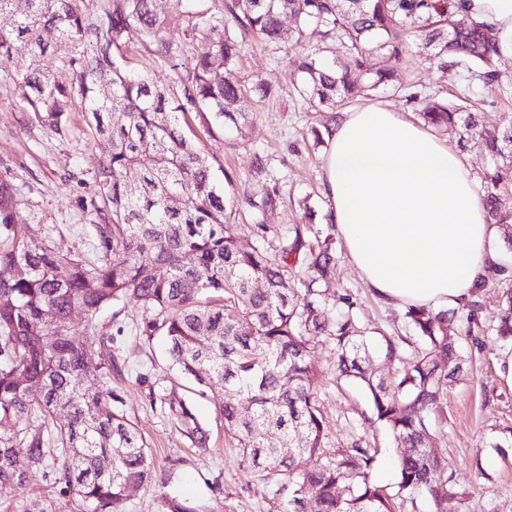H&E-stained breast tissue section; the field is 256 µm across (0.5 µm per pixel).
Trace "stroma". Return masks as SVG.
I'll list each match as a JSON object with an SVG mask.
<instances>
[{
    "mask_svg": "<svg viewBox=\"0 0 512 512\" xmlns=\"http://www.w3.org/2000/svg\"><path fill=\"white\" fill-rule=\"evenodd\" d=\"M232 0H189V15L169 14L168 26L176 42L172 57H157L141 45L138 30H129L116 56L127 68L147 74L158 85H179L186 78L193 56L204 45L202 36H187L189 16L198 13L213 24L238 32L230 6ZM294 39L265 47L254 39L243 43L238 76L244 83L266 78L274 87L267 100L241 98L234 106L245 115L246 126L236 131L210 126L209 117L190 112L181 119L185 134L208 158L214 169L255 192H276V209L262 210L242 205L232 222L242 245L254 244L264 235L271 248L285 238L302 232L329 239L336 259L326 304L329 320H336L342 297L352 302L351 313L374 344L385 338L409 335L403 308L382 302L366 287L351 264L335 225L326 223L328 201L323 185L325 145L315 144V133L325 132L335 122L334 112L310 111L297 88L301 77L293 59ZM428 50L418 37L406 42L403 75L415 91H442L454 97L462 83L455 72L431 68ZM31 62L25 43H17L11 56L0 58V181L10 184L15 223L28 225L36 238L47 237L64 254L91 258L99 243L97 228L107 221V209L97 193L96 173L106 142L88 125L81 104H74L69 128L64 135L50 133L33 123L20 97L14 78ZM262 157L263 172L253 167ZM496 269L487 275L488 284L478 294L475 321L482 331L468 334V324L458 314H449L448 333L454 336L463 357L473 368L448 386L446 399L436 414L440 426L437 447L448 459L462 499L449 503L448 512H512V383L502 378L500 361L512 353V345L495 336L491 326L504 294L512 292V249L501 247ZM117 313L109 334L115 335L125 361L112 386L124 400L123 410L146 440L154 460L157 482L133 492L123 512H161L162 495H175L204 504L206 512H283L285 504L254 469L241 463L235 444L224 431L220 414L223 391L197 399V413L210 433L206 451L191 449L170 421L149 406V383L141 382L152 363L162 362V343L152 346L135 342V326L144 312L132 300L114 304ZM312 366L318 376L319 404L324 414L332 447L346 448L362 438L378 455L373 477L379 484L396 481L395 462L401 450L392 436L371 414L364 394L353 384L337 383L336 366L329 343L318 344ZM220 480L221 491L209 482Z\"/></svg>",
    "mask_w": 512,
    "mask_h": 512,
    "instance_id": "stroma-1",
    "label": "stroma"
}]
</instances>
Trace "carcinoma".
Returning <instances> with one entry per match:
<instances>
[{
    "label": "carcinoma",
    "instance_id": "cac0c4a2",
    "mask_svg": "<svg viewBox=\"0 0 512 512\" xmlns=\"http://www.w3.org/2000/svg\"><path fill=\"white\" fill-rule=\"evenodd\" d=\"M0 0V55L17 41L30 47L32 62L15 79L32 119L62 134L75 101H81L96 134L111 144L99 164L97 191L108 207L112 229H99L101 253L87 263L56 252L13 222L10 185L0 183V484L26 485L27 468L40 471L57 497L27 501L25 512H121L135 489L155 483L148 447L112 390L119 372L114 336L93 348L72 335L75 315L101 328V312L134 299L153 313L139 339L166 342L168 369L196 385L203 398L216 389L232 396L221 406L224 429L242 461L258 470L275 494L288 497L289 512H398L399 502L424 495L432 512H448L459 496L447 458L432 448L431 414L448 381L460 377L465 359L448 335V312L408 307L415 340L411 361L397 376L367 369L376 350L351 316L336 322L326 340L336 353V376L361 385L375 420L405 448L397 463L395 490L371 479L377 449L353 443L331 448L318 406L311 366L316 339L325 331L322 303L335 258L328 242L313 246L301 232L280 243L276 254L260 239L239 245L230 222L240 201L272 210L278 199L260 202L239 193L229 174L219 182L208 159L182 131L179 114H212L222 128L238 125L234 104L245 90L237 74L239 42L229 30L200 20L192 31L206 35L207 48L191 63L181 91L156 85L121 66L112 54L132 27L145 47L169 57L175 43L157 0ZM241 34L269 45L284 42V19L318 29L323 42L300 46L295 64L302 92L317 112L335 110L381 86L406 89L399 73L408 36L431 47L432 67L473 71L486 86L497 85L502 56L493 27L464 15L463 0H234ZM74 47L71 77L59 81L47 64L45 30ZM344 49L341 61L331 42ZM424 125L459 141L476 140L492 158L512 162V124L485 129L469 98L449 103L436 94L409 95ZM138 173L135 181L129 179ZM512 165L487 176L483 202L490 223L504 230L512 247V211L502 209L496 190ZM300 259L315 277L298 295L286 275L288 260ZM496 335L512 340V293L505 296ZM150 406L191 445L206 450L209 434L193 398L159 376ZM58 411L66 422L47 430L38 418ZM273 434L277 443L268 442ZM111 459L102 467L101 460ZM163 512H204L199 502L162 496Z\"/></svg>",
    "mask_w": 512,
    "mask_h": 512
}]
</instances>
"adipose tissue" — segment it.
<instances>
[{
    "mask_svg": "<svg viewBox=\"0 0 512 512\" xmlns=\"http://www.w3.org/2000/svg\"><path fill=\"white\" fill-rule=\"evenodd\" d=\"M464 6L512 54V0ZM326 138L329 219L369 288L396 306H462L497 261L500 232L458 153L379 102L344 112Z\"/></svg>",
    "mask_w": 512,
    "mask_h": 512,
    "instance_id": "obj_1",
    "label": "adipose tissue"
}]
</instances>
